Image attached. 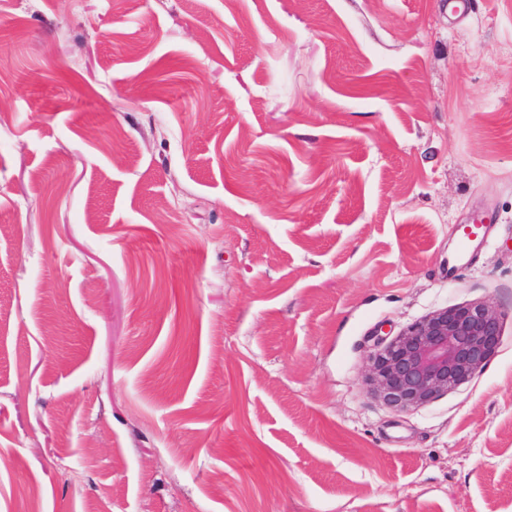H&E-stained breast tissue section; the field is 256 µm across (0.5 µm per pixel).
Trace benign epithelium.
Masks as SVG:
<instances>
[{"label":"benign epithelium","mask_w":512,"mask_h":512,"mask_svg":"<svg viewBox=\"0 0 512 512\" xmlns=\"http://www.w3.org/2000/svg\"><path fill=\"white\" fill-rule=\"evenodd\" d=\"M501 336V314L488 301L438 308L378 339L365 385L393 411H417L478 375L498 352Z\"/></svg>","instance_id":"1"}]
</instances>
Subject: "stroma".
<instances>
[{"label": "stroma", "mask_w": 512, "mask_h": 512, "mask_svg": "<svg viewBox=\"0 0 512 512\" xmlns=\"http://www.w3.org/2000/svg\"><path fill=\"white\" fill-rule=\"evenodd\" d=\"M0 74V512H512V0H0ZM502 327L488 301L438 308L378 339L365 376L368 392L395 412L424 408L483 370L498 352Z\"/></svg>", "instance_id": "obj_1"}]
</instances>
